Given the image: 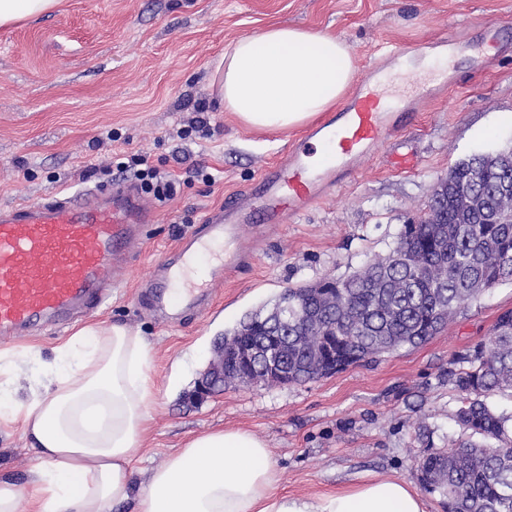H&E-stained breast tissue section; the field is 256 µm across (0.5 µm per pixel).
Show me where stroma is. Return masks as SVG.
Segmentation results:
<instances>
[{
	"mask_svg": "<svg viewBox=\"0 0 512 512\" xmlns=\"http://www.w3.org/2000/svg\"><path fill=\"white\" fill-rule=\"evenodd\" d=\"M490 21L498 24L502 57L484 65L468 54L452 70L435 52L428 64L401 70L400 79L429 75L443 87L414 101L402 127L334 195L288 223L247 226L242 241L253 259L225 276L206 310L174 321L137 299V282L181 233L246 190L301 135L251 129L221 106L215 65L236 40L272 24L329 31L362 71L398 45L449 33L481 42ZM200 116L206 132L177 136ZM510 147L512 0H61L39 19L0 29V206L123 183L116 164L133 154L177 183L176 196L157 204L145 225L126 285L113 289L105 307L0 345V354L39 352L12 368L17 399L38 392L41 363L60 338L90 322L119 323L148 341L156 386L134 484L190 437L215 429L264 440L279 493L293 497L376 476L417 484L419 460L464 436L448 367L489 342L498 315L512 309V282L461 304L421 345L378 362L299 384L228 386L201 401L188 395L245 315L268 311L286 288L345 278L385 256L451 167ZM399 155L412 156L413 168H397ZM34 464L19 426L1 428L0 473L22 491Z\"/></svg>",
	"mask_w": 512,
	"mask_h": 512,
	"instance_id": "obj_1",
	"label": "stroma"
}]
</instances>
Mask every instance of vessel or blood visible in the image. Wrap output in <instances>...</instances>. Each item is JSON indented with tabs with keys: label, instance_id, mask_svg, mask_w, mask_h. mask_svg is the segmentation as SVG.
I'll return each mask as SVG.
<instances>
[{
	"label": "vessel or blood",
	"instance_id": "obj_1",
	"mask_svg": "<svg viewBox=\"0 0 512 512\" xmlns=\"http://www.w3.org/2000/svg\"><path fill=\"white\" fill-rule=\"evenodd\" d=\"M436 48L452 57L464 50L451 36L411 50L393 48L388 67L366 70L338 112L307 130L249 191L208 211L181 234L177 247L149 274V306L160 312L183 303L203 308L225 274L248 264L250 254L240 244L246 225L287 223L353 177L357 160L380 147L408 110L404 97L381 94L392 80V65ZM152 209L142 192L121 184L106 193L47 195L1 206L0 337L16 338L103 305L121 286L131 246L150 223ZM204 252L209 262L200 276L195 261Z\"/></svg>",
	"mask_w": 512,
	"mask_h": 512
}]
</instances>
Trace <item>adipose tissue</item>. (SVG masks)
<instances>
[{"label": "adipose tissue", "instance_id": "ef3b65f1", "mask_svg": "<svg viewBox=\"0 0 512 512\" xmlns=\"http://www.w3.org/2000/svg\"><path fill=\"white\" fill-rule=\"evenodd\" d=\"M216 72L225 111L254 129L287 131L342 100L355 64L332 33L273 24L238 39ZM151 360L145 337L89 323L55 348L28 402L0 380V426L19 425L36 459L28 512H110L129 500L133 512H426L422 497L390 476L314 498L278 493L266 443L241 429L190 438L133 490L155 395Z\"/></svg>", "mask_w": 512, "mask_h": 512}]
</instances>
